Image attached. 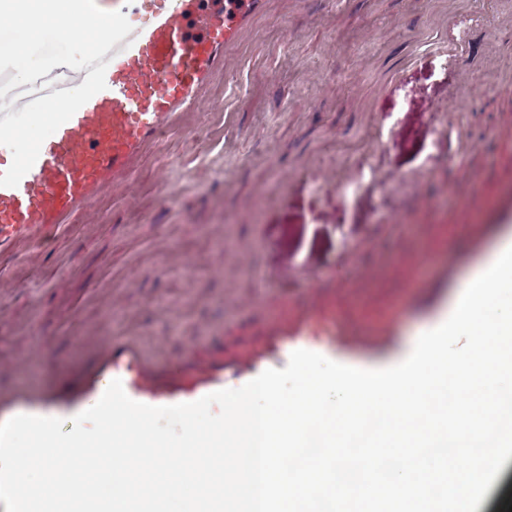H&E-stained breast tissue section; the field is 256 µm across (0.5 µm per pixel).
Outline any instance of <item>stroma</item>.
Listing matches in <instances>:
<instances>
[{
  "label": "stroma",
  "mask_w": 512,
  "mask_h": 512,
  "mask_svg": "<svg viewBox=\"0 0 512 512\" xmlns=\"http://www.w3.org/2000/svg\"><path fill=\"white\" fill-rule=\"evenodd\" d=\"M71 25L60 11L10 35L13 61L83 69L87 44L60 36ZM207 98L196 133L96 202L104 223L15 268L0 348L29 358L0 387L69 384L105 336L158 366L219 345L225 365L258 360L274 345L263 307L302 305L308 265L365 341L306 343L374 362L430 326L507 230L474 239L443 186L455 180L474 215L512 191V0H271ZM399 215L421 238L395 240ZM429 252L460 264L425 286L413 271Z\"/></svg>",
  "instance_id": "35a3bbf8"
}]
</instances>
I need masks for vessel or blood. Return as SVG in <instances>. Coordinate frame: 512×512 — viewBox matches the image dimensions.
<instances>
[{
    "mask_svg": "<svg viewBox=\"0 0 512 512\" xmlns=\"http://www.w3.org/2000/svg\"><path fill=\"white\" fill-rule=\"evenodd\" d=\"M270 0H70L74 14L102 24L95 63L71 74L49 59L56 80L29 106V125L0 112V282L28 255L67 238L94 201L127 184L140 162L193 113L243 33ZM307 316L293 323L297 343L323 307L321 271H305ZM180 363L147 369L139 351L106 342L95 367L68 392L0 391V423L19 414L74 416L120 379L133 400L166 406L197 401L224 387V365L199 363L193 382Z\"/></svg>",
    "mask_w": 512,
    "mask_h": 512,
    "instance_id": "obj_1",
    "label": "vessel or blood"
}]
</instances>
